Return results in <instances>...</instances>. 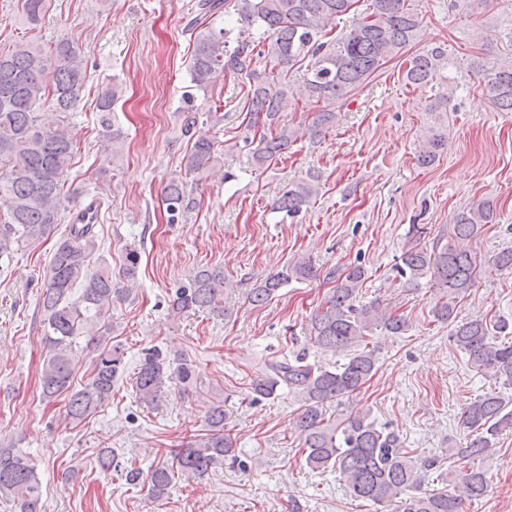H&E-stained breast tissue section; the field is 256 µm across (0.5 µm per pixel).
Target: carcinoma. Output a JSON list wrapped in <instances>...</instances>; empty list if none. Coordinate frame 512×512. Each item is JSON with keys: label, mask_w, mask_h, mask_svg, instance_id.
<instances>
[{"label": "carcinoma", "mask_w": 512, "mask_h": 512, "mask_svg": "<svg viewBox=\"0 0 512 512\" xmlns=\"http://www.w3.org/2000/svg\"><path fill=\"white\" fill-rule=\"evenodd\" d=\"M355 0H197V16L189 31L193 51L188 66L192 87L207 89L216 74L228 73L247 87L246 128L260 129L257 146L250 151L252 164L262 168L284 153L297 140L299 131L280 124L288 109V84L274 82V73L288 74L298 63L309 60L304 73V91L327 108L317 112L312 131L318 133L336 122L328 105L359 88L386 59L401 54L412 44L421 27L419 13L410 0H371L370 13L355 21L340 37L328 39V27L345 16ZM49 9V0H21L22 24L37 28ZM234 12L247 37L228 48L224 29L204 26L219 13ZM79 45L61 38L45 48L30 40L18 41L0 50V198L7 206L0 216V256L14 246L38 242L53 227L70 221L67 233L55 243L50 273L39 300L45 342L49 354L40 371L42 396L64 398L66 418L80 424L94 414L111 396L112 386L122 368L117 346L103 347L93 360L88 382L71 390L73 369L69 356L78 336H94L98 324L112 311V302L123 301L129 290L113 280L112 269L100 265L90 269L98 248L94 225L83 216L65 218L63 175L74 153L67 131L45 118V111L67 112L80 99L88 82L80 62ZM448 69V50L438 46L408 60L402 74L405 85L423 88L436 79L446 81L430 106L432 112L448 111L455 87L443 71ZM491 103L500 112H512V63L490 68L484 84ZM121 94L114 84L97 99L99 122L116 144L121 133L112 124V112ZM184 133L198 124L194 95L183 97ZM448 144L442 127L427 128L417 155L421 167L432 165ZM218 162L214 143L197 136L186 156L185 168L201 173ZM317 195L307 181L293 183L273 208L296 216ZM163 202L168 222L174 224L192 205L184 185L173 180L165 187ZM497 223L493 200L484 199L459 211L451 224L448 240L438 239L431 249L415 245L400 255L397 273L417 281L427 278L448 300L437 306L434 317L453 325L450 338L464 352L471 367L488 371L512 384V343L497 337L512 333L505 320L489 323L482 318L457 320V296L473 286L476 263L459 242L472 238L487 224ZM367 271L350 264L342 270L320 271L309 261H297L270 272L250 289L248 299L261 305L291 281L316 279L335 284L332 294L311 319V339L320 349L344 356L331 367L316 365L299 355L292 360L272 361L263 376L253 382L254 399L271 398L285 386L298 401L296 425L304 438L306 465L316 471L334 468L344 477L351 496L372 503L387 512H464L467 499L486 495L489 487L482 467L494 452L495 437L512 428V410L495 394L470 402L461 416V426L470 439L456 451L463 466L451 469V482L462 493L442 488L421 491V471L437 468L438 460L420 462L409 456L398 435L380 427L367 414L349 413L336 423L325 417V406L346 404L358 394L376 372L375 350L363 346L376 329L393 335L406 330V321L380 303H356ZM81 285L78 298L72 290ZM229 287L224 271L201 267L191 272L169 299V315L189 310L224 314V289ZM195 370L185 358L169 359L159 348L145 353L134 374L132 388L140 403L158 404L174 385L187 388ZM206 433L194 435L172 452V463L155 467L147 477L152 498L164 497L175 475L201 478L226 460L236 459L235 443L224 430V405L213 404L206 411ZM0 498L11 502L16 512H41L42 491L36 469L26 456L13 448H0Z\"/></svg>", "instance_id": "obj_1"}]
</instances>
